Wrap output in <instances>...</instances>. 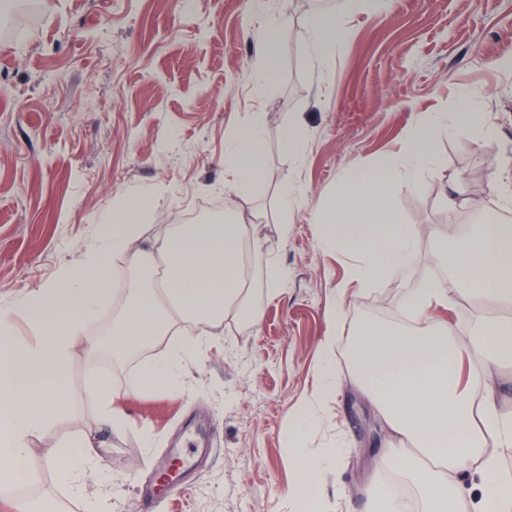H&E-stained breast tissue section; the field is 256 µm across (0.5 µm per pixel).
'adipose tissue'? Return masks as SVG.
Here are the masks:
<instances>
[{"label":"adipose tissue","instance_id":"1","mask_svg":"<svg viewBox=\"0 0 512 512\" xmlns=\"http://www.w3.org/2000/svg\"><path fill=\"white\" fill-rule=\"evenodd\" d=\"M308 30L322 65L347 36L335 14L326 12L310 16ZM442 132L435 121L422 120L401 153L374 170H354L322 211L324 247L354 258L350 282L364 288L394 274L418 239L432 234L429 225L402 223L386 188L413 181L418 169H437ZM224 163L231 179L224 185L223 222L172 224L150 241L149 203L122 199L78 264L61 266L54 282L0 310V487L13 482L31 438L60 423L69 349L104 311L114 313L116 347L166 344V356L148 365L144 378L172 392L181 386L183 364L199 354L203 336L225 316L260 323L250 272L262 241L236 205L263 167L258 125L231 135ZM455 283L481 303L475 312L483 325L479 340L432 322L434 308L447 305ZM511 304L512 225L489 221L458 237L450 280L428 281L409 294L404 307L415 327L369 320L353 338L352 376L390 437L411 443L400 464L417 483L424 512H512V478L498 471L493 455L512 445V415L498 406L491 372L501 354L512 351V324L487 320L490 310ZM19 318L35 327L34 343L14 338ZM472 355L485 369L467 376L463 365ZM84 394L100 426H124L109 373L89 376ZM55 456L63 461L58 478L76 498L104 470L98 443L87 435L62 444Z\"/></svg>","mask_w":512,"mask_h":512}]
</instances>
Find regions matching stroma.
I'll use <instances>...</instances> for the list:
<instances>
[{
	"instance_id": "1",
	"label": "stroma",
	"mask_w": 512,
	"mask_h": 512,
	"mask_svg": "<svg viewBox=\"0 0 512 512\" xmlns=\"http://www.w3.org/2000/svg\"><path fill=\"white\" fill-rule=\"evenodd\" d=\"M347 31L327 66L309 52V0H43L37 22L0 36V308L51 282L97 239L118 200L149 199L162 233L171 216L224 193L229 135L262 115L264 168L238 199L263 241L252 258L257 328L227 317L184 365L175 393L123 377L109 362L123 427L100 450L107 479L85 498L108 497L112 512H363L370 485L414 484L378 469L388 441L378 414L353 384L313 398L324 360L346 366L351 336L366 320L402 311L423 280L447 278L455 256L448 227L460 212L502 211L512 189V0H387L384 12L331 6ZM282 47L273 82L255 90L256 45L267 32ZM480 105L495 137L453 119L460 93ZM435 116L438 171L420 170L387 196L406 224H428L401 269L355 291L344 324L328 339V316L352 262L322 245L319 210L352 170L396 155L414 122ZM306 129L293 152L281 144L291 118ZM295 205L275 206L280 189ZM454 197L448 208L446 197ZM287 218V236L276 226ZM283 278L268 287L265 273ZM101 321L69 355L64 420L35 437L22 492L55 512H85L48 464L66 439L93 431L84 383L100 363L88 351ZM315 419L304 446L323 465L311 500L289 453L297 412ZM193 456L183 487L145 503L163 464Z\"/></svg>"
}]
</instances>
